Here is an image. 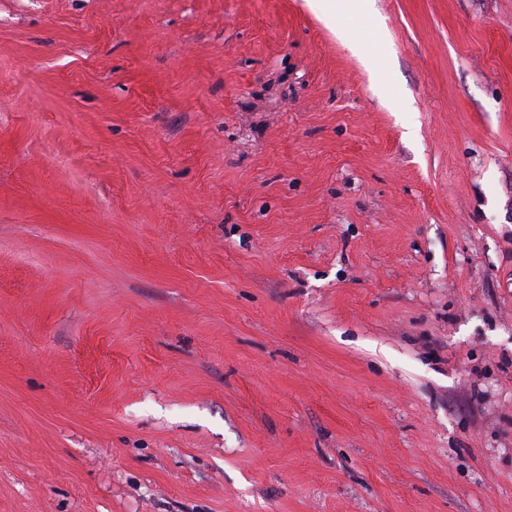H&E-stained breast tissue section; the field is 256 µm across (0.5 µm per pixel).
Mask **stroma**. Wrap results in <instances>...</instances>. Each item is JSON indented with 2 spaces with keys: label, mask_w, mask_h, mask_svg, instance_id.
Returning a JSON list of instances; mask_svg holds the SVG:
<instances>
[{
  "label": "stroma",
  "mask_w": 512,
  "mask_h": 512,
  "mask_svg": "<svg viewBox=\"0 0 512 512\" xmlns=\"http://www.w3.org/2000/svg\"><path fill=\"white\" fill-rule=\"evenodd\" d=\"M375 8L0 0V512H512V0Z\"/></svg>",
  "instance_id": "35a3bbf8"
}]
</instances>
